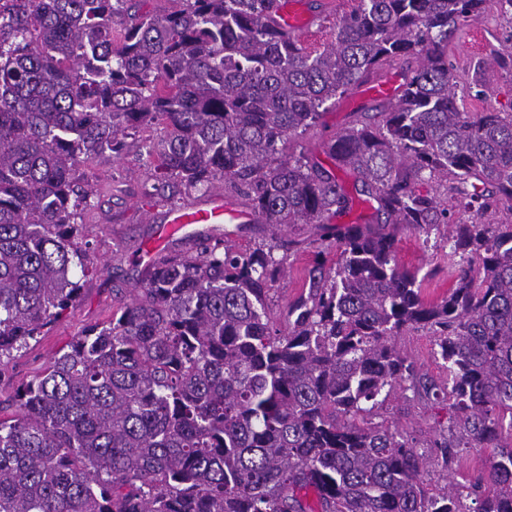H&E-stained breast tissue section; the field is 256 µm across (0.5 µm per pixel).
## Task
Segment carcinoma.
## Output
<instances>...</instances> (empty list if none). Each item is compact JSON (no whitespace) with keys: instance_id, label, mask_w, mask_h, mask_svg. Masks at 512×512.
<instances>
[{"instance_id":"cac0c4a2","label":"carcinoma","mask_w":512,"mask_h":512,"mask_svg":"<svg viewBox=\"0 0 512 512\" xmlns=\"http://www.w3.org/2000/svg\"><path fill=\"white\" fill-rule=\"evenodd\" d=\"M273 0H11L0 6V372L59 321L88 276L95 183L144 126L154 190L224 182L269 228L240 249L206 237L162 255L107 325H91L0 418V512H512V113L463 112L448 38L487 0H356L319 51L268 21ZM413 61L395 99L323 153L360 175L376 224L332 225L354 198L286 153L325 104ZM424 182L433 188L422 192ZM309 224V290L275 326V251ZM446 225L448 295L400 264L398 231ZM435 338L436 385L398 347ZM447 406L421 445L374 421L397 391ZM467 448V497L431 493ZM487 458V451L483 448L467 449L455 464L453 476L448 481L454 480L456 483L467 484L485 469Z\"/></svg>"}]
</instances>
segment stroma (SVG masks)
<instances>
[{"instance_id": "35a3bbf8", "label": "stroma", "mask_w": 512, "mask_h": 512, "mask_svg": "<svg viewBox=\"0 0 512 512\" xmlns=\"http://www.w3.org/2000/svg\"><path fill=\"white\" fill-rule=\"evenodd\" d=\"M510 53L512 24L493 4L488 6L481 20L463 27L451 37L448 58L458 76L456 92L461 109L512 113V70L495 63L497 57ZM381 104V99L368 96L364 87L355 88L330 105L316 126L293 140L291 152L323 160L324 141L359 118L361 113L375 112ZM159 138L156 131L127 137V149L121 157L101 156L85 167V174L95 182L99 193L98 205L85 213L82 226V234L91 244L90 259L97 271L84 279L77 305L48 332L15 354L0 374V415L14 414L13 395L21 383L42 372L50 359L87 326L110 320L120 304L129 301L145 267L143 251L158 239L168 206L204 203L203 193H185L176 182L166 190L170 204L154 198L148 148ZM397 239L399 262L426 276L428 298L446 295L453 275L448 266V247L442 243L440 233L425 234L406 228L400 230ZM315 252V245L306 243L299 251L287 254L284 272L270 293L273 314H281L289 301L308 290V271L314 264ZM399 345L422 373L438 381L445 379L446 372L435 356L431 333L416 331L401 338ZM380 413L399 420L418 438H428L433 431V411L402 395H392Z\"/></svg>"}]
</instances>
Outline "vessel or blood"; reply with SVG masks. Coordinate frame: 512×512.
Returning a JSON list of instances; mask_svg holds the SVG:
<instances>
[{
  "label": "vessel or blood",
  "mask_w": 512,
  "mask_h": 512,
  "mask_svg": "<svg viewBox=\"0 0 512 512\" xmlns=\"http://www.w3.org/2000/svg\"><path fill=\"white\" fill-rule=\"evenodd\" d=\"M318 15L310 8V0H274L272 23L290 37L299 38L317 23ZM252 212L226 200L223 191H215L202 205L172 207L166 213L163 237L188 236L198 224H249Z\"/></svg>",
  "instance_id": "vessel-or-blood-1"
}]
</instances>
